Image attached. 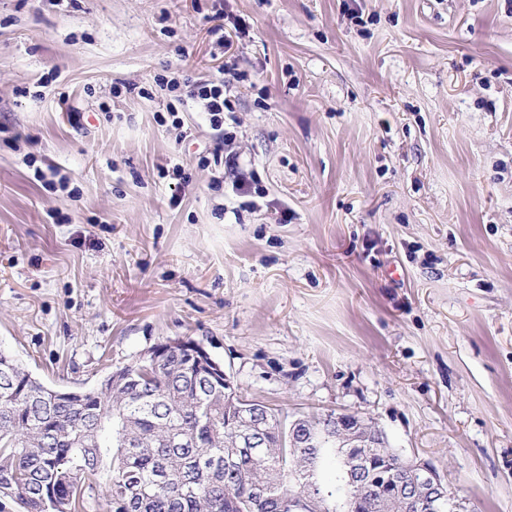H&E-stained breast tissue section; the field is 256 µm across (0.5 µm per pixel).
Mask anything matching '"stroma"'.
I'll return each mask as SVG.
<instances>
[{"mask_svg":"<svg viewBox=\"0 0 512 512\" xmlns=\"http://www.w3.org/2000/svg\"><path fill=\"white\" fill-rule=\"evenodd\" d=\"M183 338L512 512V0H0V350ZM193 95L204 100L208 112L210 125L215 131L224 129V108H227L224 99V81L213 83L209 81L197 84Z\"/></svg>","mask_w":512,"mask_h":512,"instance_id":"1","label":"stroma"}]
</instances>
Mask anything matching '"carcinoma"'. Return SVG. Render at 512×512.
I'll return each instance as SVG.
<instances>
[{
    "instance_id": "carcinoma-1",
    "label": "carcinoma",
    "mask_w": 512,
    "mask_h": 512,
    "mask_svg": "<svg viewBox=\"0 0 512 512\" xmlns=\"http://www.w3.org/2000/svg\"><path fill=\"white\" fill-rule=\"evenodd\" d=\"M162 363L123 368L133 382L57 390L0 351V507L23 512H422L386 490L360 484V469L400 470L404 457L376 430L348 451L333 439L289 447V422L273 409L261 424L263 461L234 454L238 406L224 384L203 386L180 345ZM335 481L325 483L319 471Z\"/></svg>"
}]
</instances>
